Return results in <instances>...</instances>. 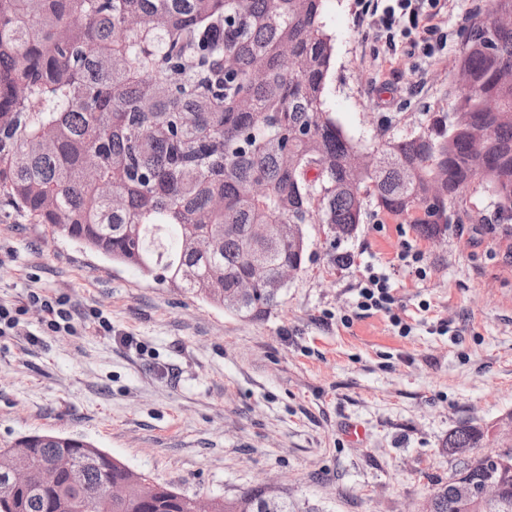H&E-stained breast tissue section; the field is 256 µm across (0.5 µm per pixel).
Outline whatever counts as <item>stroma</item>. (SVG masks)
<instances>
[{
	"label": "stroma",
	"mask_w": 512,
	"mask_h": 512,
	"mask_svg": "<svg viewBox=\"0 0 512 512\" xmlns=\"http://www.w3.org/2000/svg\"><path fill=\"white\" fill-rule=\"evenodd\" d=\"M484 0H448V48L424 60L379 40L360 0H323L333 68L326 106L361 145L417 133L451 109L463 23ZM441 241L369 208L334 246L306 227L305 264L261 322L0 213V448L31 433L81 438L151 481L238 498L274 483L320 512H422L457 459L460 423L512 412V233L474 187ZM421 255L419 267L398 258ZM350 264L336 265L335 250ZM386 311L358 309L369 272ZM63 300L50 330L30 294Z\"/></svg>",
	"instance_id": "35a3bbf8"
}]
</instances>
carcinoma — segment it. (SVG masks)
<instances>
[{"instance_id":"1","label":"carcinoma","mask_w":512,"mask_h":512,"mask_svg":"<svg viewBox=\"0 0 512 512\" xmlns=\"http://www.w3.org/2000/svg\"><path fill=\"white\" fill-rule=\"evenodd\" d=\"M323 0H0V211L10 209L53 236L94 246L114 262L241 318L263 320L281 291L266 281L302 267L293 233L325 224L352 238L367 206L412 219L433 187L448 208L475 181L512 220V25L479 19L512 12L488 0L465 21L471 90L421 134L353 142L325 107L332 63ZM376 153L373 171L347 164ZM259 284L239 296L243 278ZM489 429L463 423L448 434L451 455L478 448ZM38 469L69 452L84 482L33 484L0 512H192V499L160 485L150 501L109 502L101 481L130 480L83 440L20 439ZM494 474L498 500H463L458 478L477 485ZM259 490L216 505L256 512ZM425 512H512V444L494 466L459 461Z\"/></svg>"}]
</instances>
